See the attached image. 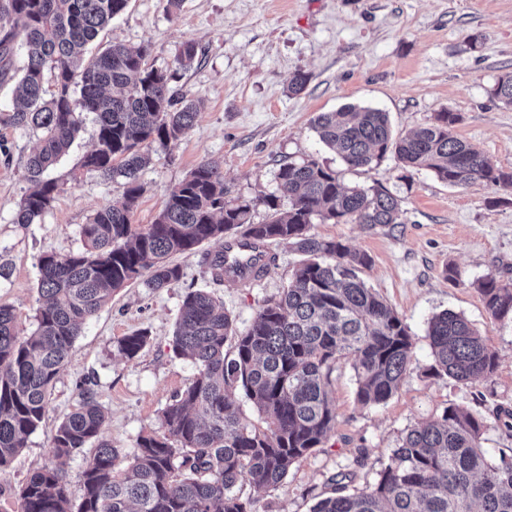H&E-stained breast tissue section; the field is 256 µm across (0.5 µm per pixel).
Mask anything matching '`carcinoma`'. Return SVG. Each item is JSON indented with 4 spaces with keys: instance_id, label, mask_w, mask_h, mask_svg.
<instances>
[{
    "instance_id": "cac0c4a2",
    "label": "carcinoma",
    "mask_w": 512,
    "mask_h": 512,
    "mask_svg": "<svg viewBox=\"0 0 512 512\" xmlns=\"http://www.w3.org/2000/svg\"><path fill=\"white\" fill-rule=\"evenodd\" d=\"M127 4L0 0V80L20 75L0 125L41 132L26 163L33 189L21 198L14 222L33 224L50 209L60 185L48 172L69 153L86 112L96 115V140L76 170L123 185L121 197L81 226L82 250L39 258L34 331L19 336L13 309L0 305V470L38 429L76 337L112 293L145 272L147 287H168L181 278L170 257L194 253L211 239L276 242L304 259L246 331L233 330L223 302L209 292L184 297L173 350L196 373L163 410V433L138 437L133 455L120 460L101 439L106 415L100 395L84 382L76 408L52 440L58 459L97 443L86 460L80 503H71L57 467L33 471L20 491V512H255L243 484L278 485L332 431L336 407L328 387L341 359L354 358L364 405L386 402L407 373L412 337L398 313L359 277L369 257L310 233L316 220L399 224L400 202L382 185L346 186L336 170L304 159L279 167L277 192L263 200L266 219L255 223L249 203L225 200L223 172L202 162L170 191L154 223L133 224L150 151L181 140L195 124L198 105L174 90V71L147 65L148 45L114 43L87 56ZM490 94L512 106V73L500 75ZM460 120L443 111L395 140L388 113L345 107L320 113L313 128L350 168L370 170L392 153L452 186L512 188L511 171L453 134ZM201 263L213 283L224 282V250L203 253ZM479 288L487 313L512 322V285L488 275ZM427 337L435 374L471 386L491 381L497 354L463 316H433ZM148 342V332L138 330L123 337L118 350L131 359ZM241 398L256 410L257 421L244 417ZM484 427L483 417L450 406L440 419L407 431L373 484L354 493L339 486L312 512H512V448L487 458Z\"/></svg>"
}]
</instances>
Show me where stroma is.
Instances as JSON below:
<instances>
[{"label": "stroma", "mask_w": 512, "mask_h": 512, "mask_svg": "<svg viewBox=\"0 0 512 512\" xmlns=\"http://www.w3.org/2000/svg\"><path fill=\"white\" fill-rule=\"evenodd\" d=\"M99 41L150 45L147 63L157 68L177 69L186 43L200 50L191 68L177 70L174 87L199 101L201 111L178 144L153 153L140 176L144 191L133 223H153L170 190L204 161L221 167L229 200L253 202L257 223L267 216L262 198L275 192L280 165L304 158L335 169L346 185L382 184L401 201V223H317L311 232L370 257L360 276L406 323L410 367L386 403L364 406L353 361L341 360L330 382L333 430L282 483L254 492L256 512H311L332 495L341 471L351 474L348 492L364 489L408 429L451 406L483 416L488 456L512 448V437L492 416L495 406L512 408V323L487 313L478 288L489 274L512 283V189L450 186L391 155L372 170L351 169L313 128L319 113L370 106L388 112L393 134L403 135L447 110L462 117L454 128L458 138L511 171L512 107L489 91L512 71V0H185L176 13L167 0H129ZM300 71L311 80L303 93L290 94ZM95 133V116L86 114L69 154L51 172L59 194L41 220L22 226L14 216L30 187L25 163L38 134L0 126V304L12 307L20 334L35 328L39 257L80 250L81 224L122 193L119 183L94 173L70 179ZM271 251L275 264L249 286L214 284L200 254L192 253L173 256L182 277L169 287L155 291L138 280L113 294L77 337L39 428L0 472V512H19L27 477L52 465L63 470L71 501L79 503L90 449L60 460L51 452L57 427L77 404V383L92 382L100 393L108 412L102 438L121 456L132 455L139 435L160 430L163 409L196 372L172 349L184 296L207 289L223 301L235 329L245 331L262 304L279 298L299 260L279 244ZM449 267L455 277H447ZM446 310L463 315L497 353L491 383L474 387L433 374L428 322ZM140 329L149 331L148 345L125 358L118 340Z\"/></svg>", "instance_id": "obj_1"}]
</instances>
